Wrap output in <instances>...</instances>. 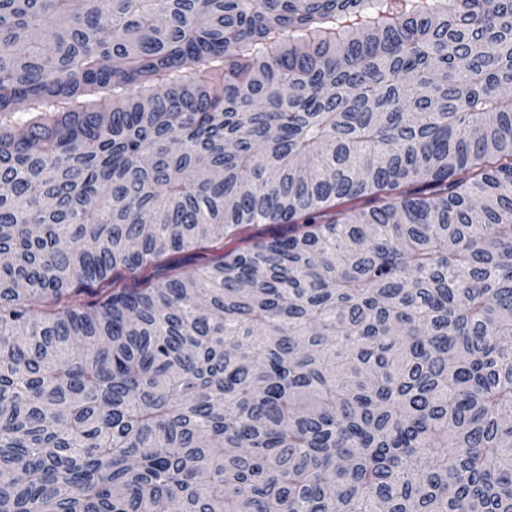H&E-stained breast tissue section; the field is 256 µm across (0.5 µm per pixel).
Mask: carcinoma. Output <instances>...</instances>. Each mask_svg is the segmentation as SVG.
Here are the masks:
<instances>
[{
	"instance_id": "carcinoma-1",
	"label": "carcinoma",
	"mask_w": 512,
	"mask_h": 512,
	"mask_svg": "<svg viewBox=\"0 0 512 512\" xmlns=\"http://www.w3.org/2000/svg\"><path fill=\"white\" fill-rule=\"evenodd\" d=\"M511 185L512 0H0V512H512Z\"/></svg>"
}]
</instances>
